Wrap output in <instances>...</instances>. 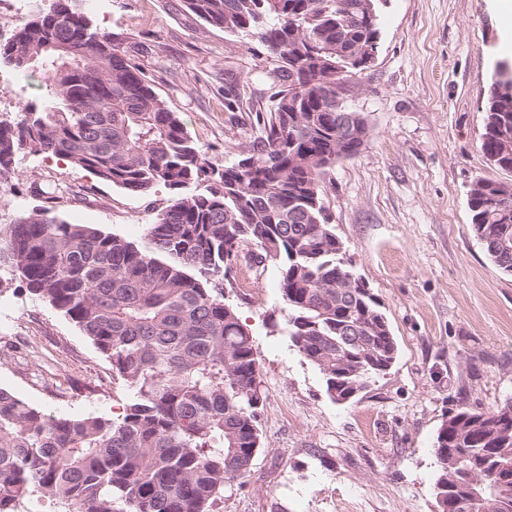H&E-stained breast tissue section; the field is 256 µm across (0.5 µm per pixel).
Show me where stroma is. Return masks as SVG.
Segmentation results:
<instances>
[{
	"instance_id": "1",
	"label": "stroma",
	"mask_w": 512,
	"mask_h": 512,
	"mask_svg": "<svg viewBox=\"0 0 512 512\" xmlns=\"http://www.w3.org/2000/svg\"><path fill=\"white\" fill-rule=\"evenodd\" d=\"M93 24L152 52L136 63L216 165L246 136L224 110L223 72L266 87L261 43L212 28L182 0H82ZM381 45L349 99L365 113L362 150L336 163L324 202L354 271L381 302L398 357L356 402L338 404L282 325L279 273L240 258L225 289L260 355L262 445L213 512H437V432L462 407L512 398V275L475 237L476 178L512 182L480 150L487 91L505 56L494 0H388ZM40 74L0 67V120L42 105ZM62 179L54 206L141 244L170 194L133 195L53 155H19L0 181V226L41 206L33 184ZM0 387L55 415L118 418L128 394L74 323L21 279L0 291Z\"/></svg>"
}]
</instances>
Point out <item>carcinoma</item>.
<instances>
[{
  "label": "carcinoma",
  "instance_id": "carcinoma-1",
  "mask_svg": "<svg viewBox=\"0 0 512 512\" xmlns=\"http://www.w3.org/2000/svg\"><path fill=\"white\" fill-rule=\"evenodd\" d=\"M79 2L50 0L0 44V65L43 74L45 100L0 121V177L21 154H48L131 194L162 187L171 198L143 245L53 215L69 191L59 180L37 187L39 210L0 228V287L19 277L130 393L114 420L49 415L0 388V512H20L37 494L59 512H210L261 447L259 353L236 310L207 287L233 285L245 246L260 250L249 259L278 266L283 329L333 401L357 399L397 358L386 315L345 260L323 202L337 148L352 157L369 132L356 112V136L345 139L331 86L367 69L383 3L370 0V16L364 0H183L209 26L258 38L276 62L267 109L248 85L224 88V111L249 113L250 141L219 167ZM484 112L480 149L512 172V98L490 90ZM194 184L204 190L187 192ZM468 204L473 233L512 275V182L479 178ZM441 430L440 476L457 455L489 464L447 486L441 512H504L512 401L463 407Z\"/></svg>",
  "mask_w": 512,
  "mask_h": 512
}]
</instances>
